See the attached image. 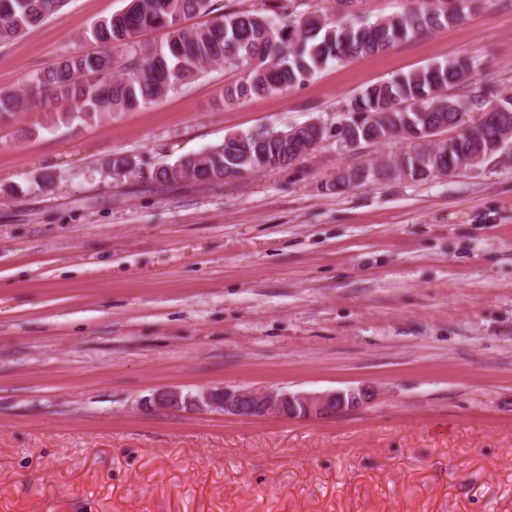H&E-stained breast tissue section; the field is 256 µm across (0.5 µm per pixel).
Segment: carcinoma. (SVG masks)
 <instances>
[{
    "mask_svg": "<svg viewBox=\"0 0 512 512\" xmlns=\"http://www.w3.org/2000/svg\"><path fill=\"white\" fill-rule=\"evenodd\" d=\"M298 2L222 12L216 0H128L120 12L91 27L94 51L62 58L36 73L21 95L0 92V119L64 100L70 111L57 114L58 122H97L153 102L213 63L239 71L224 88V103L234 104L304 85L329 64L343 66L359 56L379 54L397 41L454 25L473 0H429L419 8L373 20L352 10L329 17L311 5L301 10ZM64 5L65 0H0V42L42 24ZM209 15L214 16L209 22L186 24ZM157 31L165 32L160 46L140 40ZM120 60L127 77H107L105 72ZM478 70L479 65L454 58L370 84L341 106L336 127L325 126L320 133L303 125L233 133L205 152L185 154L149 172L128 155L106 158L102 167L122 172L126 180L159 186L213 184L226 175L286 166L288 158L302 156L301 150L319 134L351 149L395 138L409 142V150L389 155L376 166L357 167L347 179L337 176L333 187L338 190L495 166L505 152L499 142H512V88L497 90L475 82ZM457 87L467 91L449 94ZM439 127L456 135L448 138V145L435 148L428 138L430 130ZM290 131L294 136H288Z\"/></svg>",
    "mask_w": 512,
    "mask_h": 512,
    "instance_id": "obj_1",
    "label": "carcinoma"
}]
</instances>
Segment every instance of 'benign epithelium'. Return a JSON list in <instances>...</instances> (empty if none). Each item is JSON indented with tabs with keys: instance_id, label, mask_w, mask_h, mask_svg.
<instances>
[{
	"instance_id": "benign-epithelium-1",
	"label": "benign epithelium",
	"mask_w": 512,
	"mask_h": 512,
	"mask_svg": "<svg viewBox=\"0 0 512 512\" xmlns=\"http://www.w3.org/2000/svg\"><path fill=\"white\" fill-rule=\"evenodd\" d=\"M375 386L364 384L347 390L323 393L291 392L278 387L257 391L248 388L208 387L194 394L178 388L157 392L147 401L150 406L168 409L218 410L244 418H333L371 403Z\"/></svg>"
}]
</instances>
